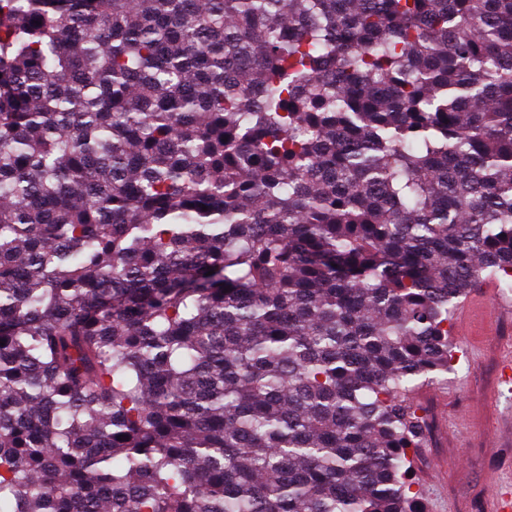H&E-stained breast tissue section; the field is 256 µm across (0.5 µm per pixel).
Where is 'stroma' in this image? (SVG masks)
<instances>
[{
	"mask_svg": "<svg viewBox=\"0 0 512 512\" xmlns=\"http://www.w3.org/2000/svg\"><path fill=\"white\" fill-rule=\"evenodd\" d=\"M489 306L472 316L470 335L452 334L448 381L414 397L427 410L431 434L411 454V473L428 512H492L488 484L512 483V292L486 288Z\"/></svg>",
	"mask_w": 512,
	"mask_h": 512,
	"instance_id": "35a3bbf8",
	"label": "stroma"
}]
</instances>
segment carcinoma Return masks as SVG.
Listing matches in <instances>:
<instances>
[{
  "label": "carcinoma",
  "mask_w": 512,
  "mask_h": 512,
  "mask_svg": "<svg viewBox=\"0 0 512 512\" xmlns=\"http://www.w3.org/2000/svg\"><path fill=\"white\" fill-rule=\"evenodd\" d=\"M486 278L512 0H0V512H426Z\"/></svg>",
  "instance_id": "cac0c4a2"
}]
</instances>
